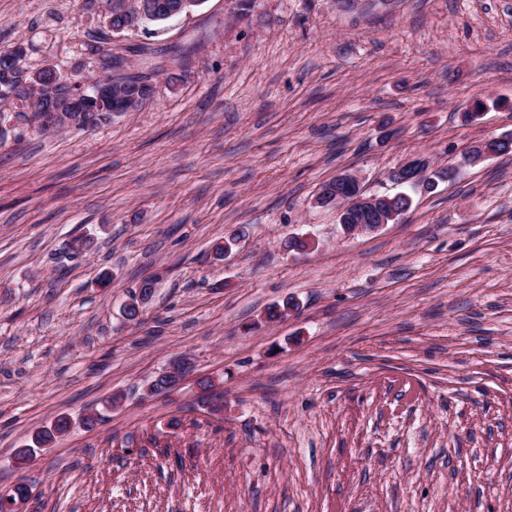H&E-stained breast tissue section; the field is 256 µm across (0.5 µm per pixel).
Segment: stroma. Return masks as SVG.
Here are the masks:
<instances>
[{"label": "stroma", "mask_w": 512, "mask_h": 512, "mask_svg": "<svg viewBox=\"0 0 512 512\" xmlns=\"http://www.w3.org/2000/svg\"><path fill=\"white\" fill-rule=\"evenodd\" d=\"M85 2L0 0V51L28 70L116 55L154 86L69 133L0 104V493L25 482L26 512H512V156L461 164L512 135V0H202L137 31ZM419 156L457 180L377 232L313 203L347 172L396 193ZM76 235L92 250L70 261ZM181 357L210 396L142 397ZM60 415L71 431L15 469Z\"/></svg>", "instance_id": "stroma-1"}]
</instances>
